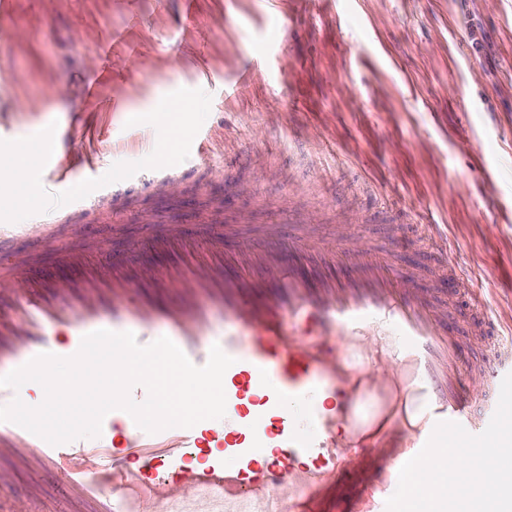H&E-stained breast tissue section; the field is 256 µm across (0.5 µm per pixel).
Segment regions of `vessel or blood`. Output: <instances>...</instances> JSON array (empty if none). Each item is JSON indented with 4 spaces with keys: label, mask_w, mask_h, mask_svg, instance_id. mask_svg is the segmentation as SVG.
<instances>
[{
    "label": "vessel or blood",
    "mask_w": 512,
    "mask_h": 512,
    "mask_svg": "<svg viewBox=\"0 0 512 512\" xmlns=\"http://www.w3.org/2000/svg\"><path fill=\"white\" fill-rule=\"evenodd\" d=\"M29 148L33 166L68 176L49 139ZM14 234L0 226V375L44 352L74 355L98 329L143 345L168 337L198 366L215 345L234 360L221 421L150 434L114 410L99 437L57 446L0 422V458L49 475L55 512L80 500L92 512H504L502 486L459 473L406 492L449 451L512 469L499 450L512 336L439 225L415 227L421 271L367 264L341 239L312 260L298 241L287 260L268 249L245 263L227 229L182 268L144 278L107 252L78 278H30L22 295L10 283L27 271L2 249ZM428 272L465 305L440 307Z\"/></svg>",
    "instance_id": "1"
}]
</instances>
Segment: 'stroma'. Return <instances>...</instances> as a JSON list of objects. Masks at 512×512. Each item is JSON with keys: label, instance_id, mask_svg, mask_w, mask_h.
Instances as JSON below:
<instances>
[{"label": "stroma", "instance_id": "stroma-1", "mask_svg": "<svg viewBox=\"0 0 512 512\" xmlns=\"http://www.w3.org/2000/svg\"><path fill=\"white\" fill-rule=\"evenodd\" d=\"M177 98L172 158L147 123ZM211 152L197 159L201 132ZM54 136L79 173L135 168L138 183L69 203L33 172L18 250L50 272L44 225L94 262L140 265L156 224L192 255L224 225L263 246L354 225L372 262L401 224L444 226L456 261L512 326V0H0V141Z\"/></svg>", "mask_w": 512, "mask_h": 512}]
</instances>
